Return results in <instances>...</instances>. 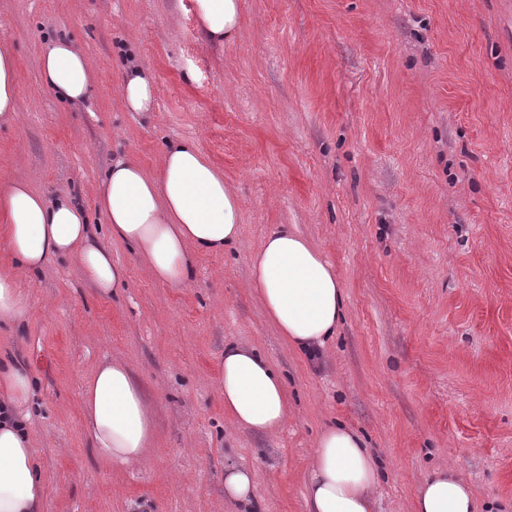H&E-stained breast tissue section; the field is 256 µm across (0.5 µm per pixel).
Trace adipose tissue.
I'll return each instance as SVG.
<instances>
[{"mask_svg": "<svg viewBox=\"0 0 512 512\" xmlns=\"http://www.w3.org/2000/svg\"><path fill=\"white\" fill-rule=\"evenodd\" d=\"M210 41H233L240 26L238 0H195ZM45 84L64 103L89 98L93 72L68 39L48 38L40 59ZM124 107L153 109V83L142 67L124 68ZM99 208L112 240L145 257L153 277L172 287L187 283L192 258L234 248L241 238L242 202L224 176L193 142L166 145L157 173L130 157L106 172ZM0 234L9 257L36 274L52 260H72L99 293L113 295L124 269L109 247L92 236L89 217L68 193L47 197L21 181L0 183ZM253 285L285 341L310 352L335 336L343 315V291L329 261L304 237L271 233L250 258ZM31 375L26 366L0 364V512H40L45 494L28 433ZM218 390L231 422L269 432L288 418V391L274 366L255 348L224 349ZM81 407L98 457L114 467L142 462L153 421L141 386L119 362L97 365L85 377ZM379 469L361 438L344 424L325 427L313 450L307 486L309 512H371ZM470 487L453 470L434 471L419 487L415 512H474Z\"/></svg>", "mask_w": 512, "mask_h": 512, "instance_id": "obj_1", "label": "adipose tissue"}]
</instances>
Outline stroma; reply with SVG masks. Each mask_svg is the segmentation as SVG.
<instances>
[{
	"label": "stroma",
	"mask_w": 512,
	"mask_h": 512,
	"mask_svg": "<svg viewBox=\"0 0 512 512\" xmlns=\"http://www.w3.org/2000/svg\"><path fill=\"white\" fill-rule=\"evenodd\" d=\"M193 2L0 0L20 102L0 128V182L68 192L126 271L103 297L68 261L12 269L0 238V273L29 296L23 321L0 327V354L33 377L42 512H234L230 466L253 472L257 512H307L311 451L332 422L379 466L373 512H414L418 486L446 467L477 512H512V0H239L224 44ZM51 32L91 62L87 104L43 85ZM125 45L154 81V111L123 106ZM186 140L241 199L242 235L172 288L110 242L97 189L115 157L153 171ZM279 228L341 284L343 317L317 361L288 346L252 286L249 256ZM230 343L282 375L280 429L226 419ZM105 359L128 367L155 421L137 466H105L87 435L82 383Z\"/></svg>",
	"instance_id": "stroma-1"
}]
</instances>
